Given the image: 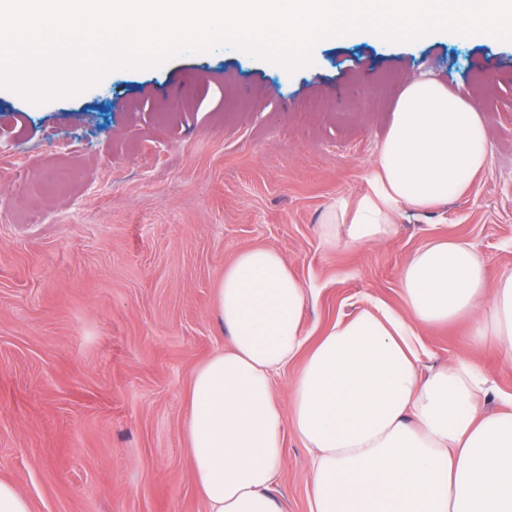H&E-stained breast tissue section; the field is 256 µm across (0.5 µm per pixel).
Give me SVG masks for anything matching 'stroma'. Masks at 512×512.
<instances>
[{
	"label": "stroma",
	"mask_w": 512,
	"mask_h": 512,
	"mask_svg": "<svg viewBox=\"0 0 512 512\" xmlns=\"http://www.w3.org/2000/svg\"><path fill=\"white\" fill-rule=\"evenodd\" d=\"M418 79L475 106L488 166L445 205L402 208L388 240L324 248L329 206L368 191ZM439 238L469 242L488 277L512 270V41L334 36L294 71L220 45L40 104L0 87V479L33 512H205L185 421L194 372L228 341L225 266L279 252L317 292L313 340L402 311L404 262ZM416 334L422 372L474 360L494 381L487 410L502 408L512 365L467 321ZM307 456L287 432L281 512H310Z\"/></svg>",
	"instance_id": "35a3bbf8"
}]
</instances>
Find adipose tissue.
<instances>
[{"label": "adipose tissue", "instance_id": "adipose-tissue-1", "mask_svg": "<svg viewBox=\"0 0 512 512\" xmlns=\"http://www.w3.org/2000/svg\"><path fill=\"white\" fill-rule=\"evenodd\" d=\"M488 163L477 110L432 81L401 93L370 190L339 198L322 243L392 236L394 213L460 195ZM402 314L364 310L305 348L314 296L276 251L240 252L216 302L226 348L195 371L186 438L207 512H279L272 497L286 429L309 452L310 512H512V397L487 413L492 387L477 362L458 359L420 376L414 328L470 322L476 345L512 361V272L488 279L473 246L433 241L400 273ZM288 405L274 397L295 360Z\"/></svg>", "mask_w": 512, "mask_h": 512}]
</instances>
